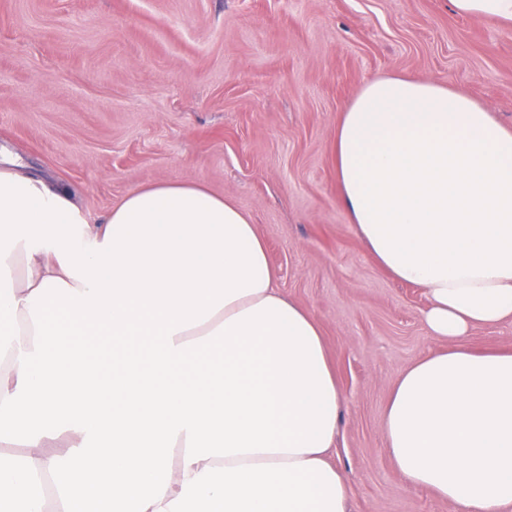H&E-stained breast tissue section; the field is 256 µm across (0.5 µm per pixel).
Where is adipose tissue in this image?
I'll list each match as a JSON object with an SVG mask.
<instances>
[{"instance_id":"1","label":"adipose tissue","mask_w":512,"mask_h":512,"mask_svg":"<svg viewBox=\"0 0 512 512\" xmlns=\"http://www.w3.org/2000/svg\"><path fill=\"white\" fill-rule=\"evenodd\" d=\"M340 202L423 288L443 348L397 378L385 447L459 512L512 506V129L447 83H366L336 127ZM0 161V512H348L322 329L285 298L250 215L204 184L139 187L96 224ZM63 316L64 340L47 326ZM108 338L111 375L90 356ZM465 343L476 352H512V324L476 329Z\"/></svg>"}]
</instances>
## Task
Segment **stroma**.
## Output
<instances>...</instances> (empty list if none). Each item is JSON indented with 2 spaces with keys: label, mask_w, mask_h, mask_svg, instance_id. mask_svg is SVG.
<instances>
[{
  "label": "stroma",
  "mask_w": 512,
  "mask_h": 512,
  "mask_svg": "<svg viewBox=\"0 0 512 512\" xmlns=\"http://www.w3.org/2000/svg\"><path fill=\"white\" fill-rule=\"evenodd\" d=\"M395 73L512 128V27L449 0H0V155L67 186L92 222L148 184L232 198L322 327L350 512H455L404 480L382 433L397 377L440 346L426 295L378 266L339 203L338 120Z\"/></svg>",
  "instance_id": "obj_1"
}]
</instances>
